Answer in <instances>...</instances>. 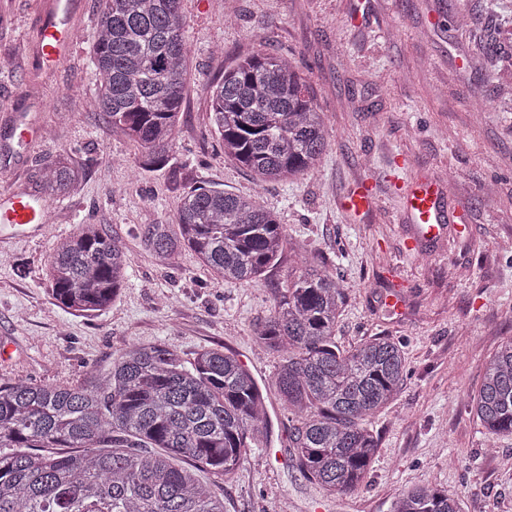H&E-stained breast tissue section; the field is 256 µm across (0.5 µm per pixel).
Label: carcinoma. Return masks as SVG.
I'll list each match as a JSON object with an SVG mask.
<instances>
[{
	"instance_id": "carcinoma-1",
	"label": "carcinoma",
	"mask_w": 512,
	"mask_h": 512,
	"mask_svg": "<svg viewBox=\"0 0 512 512\" xmlns=\"http://www.w3.org/2000/svg\"><path fill=\"white\" fill-rule=\"evenodd\" d=\"M93 62L94 108L142 148L138 167L169 161L185 96L189 44L181 0H100ZM214 131L224 154L258 185L313 172L330 139L325 114L288 56L258 50L212 86ZM83 176L65 154L41 175V194H69ZM139 238L177 267L191 251L224 283L252 281L280 257L284 225L257 194L199 185L172 224H146ZM51 292L88 314L112 305L127 283L123 244L97 224L57 241ZM344 275L295 255L288 288L254 337L279 358L272 376L291 416L293 461L309 482L352 495L365 483L379 441L371 419L407 380L400 342L372 336L345 350L336 340ZM466 409L488 433L512 435V339L488 357ZM262 388L239 359L203 349L133 345L104 375L75 385L18 379L0 385V512H224L198 474L222 479L267 437ZM392 512H461L437 487L400 493Z\"/></svg>"
}]
</instances>
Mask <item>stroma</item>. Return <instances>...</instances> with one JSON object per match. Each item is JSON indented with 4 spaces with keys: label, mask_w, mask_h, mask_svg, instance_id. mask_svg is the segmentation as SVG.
Here are the masks:
<instances>
[{
    "label": "stroma",
    "mask_w": 512,
    "mask_h": 512,
    "mask_svg": "<svg viewBox=\"0 0 512 512\" xmlns=\"http://www.w3.org/2000/svg\"><path fill=\"white\" fill-rule=\"evenodd\" d=\"M71 56L49 64L37 40L39 0H0V197L37 194L59 153L84 171L69 195L46 200V233L0 225V383L106 373L133 345L165 344L190 359L232 353L268 386L275 360L254 329L288 284L295 254L346 277L337 339L400 341L409 375L375 416L379 440L365 485L329 496L308 483L289 448L288 414L267 393V441L212 490L224 512H391L404 490L455 494L462 512H512V436L485 434L465 403L487 357L512 338V39L488 52L490 29L512 22V0H182L190 56L177 163L140 172L137 145L92 103L99 0H76ZM368 16L354 25L355 11ZM468 17L458 26L459 14ZM257 50L283 52L306 75L330 144L307 176L256 186L227 158L210 123L214 81ZM445 180L451 223L416 236L399 221L404 182ZM371 183L361 216L340 201ZM207 185L260 192L289 235L258 279L226 284L191 253L161 266L136 236L173 223L183 192ZM97 224L125 246L128 281L102 312L81 315L51 294L48 259L78 225ZM399 295L401 311L387 308Z\"/></svg>",
    "instance_id": "obj_1"
}]
</instances>
